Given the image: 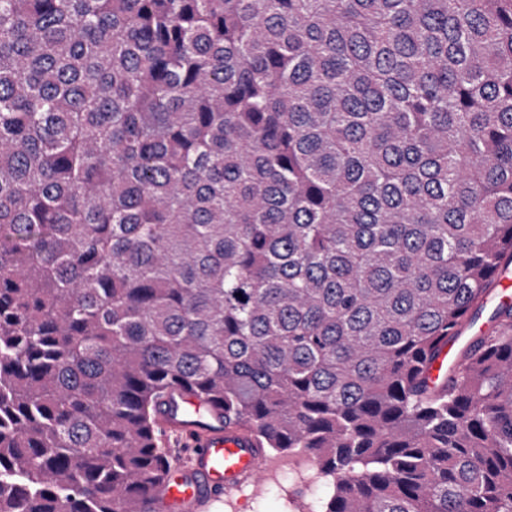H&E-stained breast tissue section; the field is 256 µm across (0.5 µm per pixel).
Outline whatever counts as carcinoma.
<instances>
[{
    "label": "carcinoma",
    "instance_id": "obj_1",
    "mask_svg": "<svg viewBox=\"0 0 512 512\" xmlns=\"http://www.w3.org/2000/svg\"><path fill=\"white\" fill-rule=\"evenodd\" d=\"M512 0H0V512H164L158 416L319 512H512Z\"/></svg>",
    "mask_w": 512,
    "mask_h": 512
}]
</instances>
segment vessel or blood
Instances as JSON below:
<instances>
[{"instance_id":"vessel-or-blood-1","label":"vessel or blood","mask_w":512,"mask_h":512,"mask_svg":"<svg viewBox=\"0 0 512 512\" xmlns=\"http://www.w3.org/2000/svg\"><path fill=\"white\" fill-rule=\"evenodd\" d=\"M165 428L185 434L191 444L193 469L175 471L164 495L166 512H192L205 495L233 487L256 472L260 459L238 431L209 424L201 417L162 415Z\"/></svg>"}]
</instances>
